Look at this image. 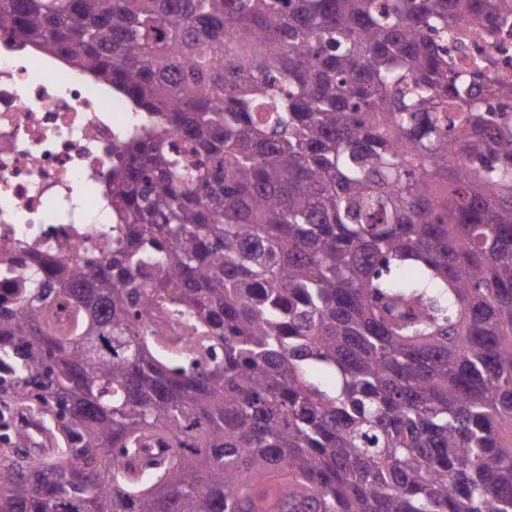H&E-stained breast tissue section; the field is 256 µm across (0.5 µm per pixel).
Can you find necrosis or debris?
Masks as SVG:
<instances>
[{"label": "necrosis or debris", "mask_w": 512, "mask_h": 512, "mask_svg": "<svg viewBox=\"0 0 512 512\" xmlns=\"http://www.w3.org/2000/svg\"><path fill=\"white\" fill-rule=\"evenodd\" d=\"M457 33L462 63L512 80V37L489 41L466 22ZM141 123L110 88L0 30V242L110 256L113 154Z\"/></svg>", "instance_id": "obj_1"}]
</instances>
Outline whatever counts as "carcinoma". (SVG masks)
Returning <instances> with one entry per match:
<instances>
[{
  "mask_svg": "<svg viewBox=\"0 0 512 512\" xmlns=\"http://www.w3.org/2000/svg\"><path fill=\"white\" fill-rule=\"evenodd\" d=\"M463 21L512 0H0L143 116L112 256L0 292L51 443L0 435V512H512V86ZM457 33L464 45L463 52L457 55L458 60L466 65L475 59L485 62L495 69L499 81L512 80V47L507 32L489 41L478 35L469 23L463 22L457 27Z\"/></svg>",
  "mask_w": 512,
  "mask_h": 512,
  "instance_id": "cac0c4a2",
  "label": "carcinoma"
}]
</instances>
